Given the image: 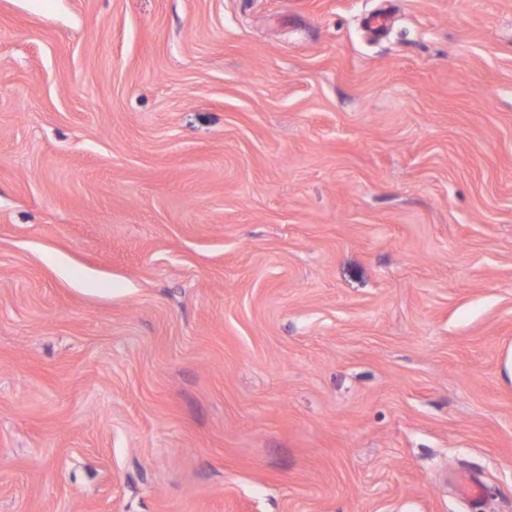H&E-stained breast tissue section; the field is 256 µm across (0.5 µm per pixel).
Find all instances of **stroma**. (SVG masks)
<instances>
[{"mask_svg": "<svg viewBox=\"0 0 512 512\" xmlns=\"http://www.w3.org/2000/svg\"><path fill=\"white\" fill-rule=\"evenodd\" d=\"M511 348L512 0H0V512H512Z\"/></svg>", "mask_w": 512, "mask_h": 512, "instance_id": "35a3bbf8", "label": "stroma"}]
</instances>
